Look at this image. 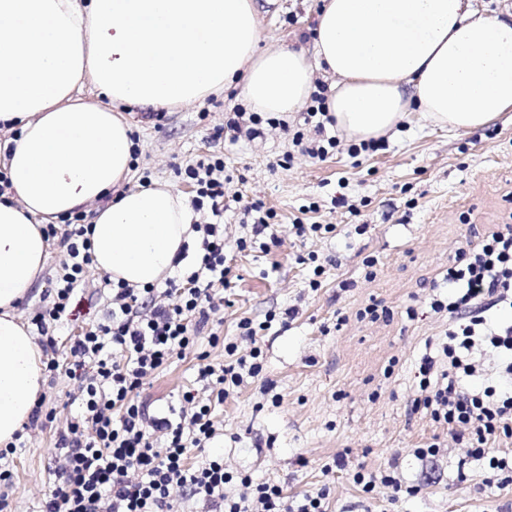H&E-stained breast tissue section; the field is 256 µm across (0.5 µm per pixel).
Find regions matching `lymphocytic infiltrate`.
Listing matches in <instances>:
<instances>
[{
	"instance_id": "lymphocytic-infiltrate-1",
	"label": "lymphocytic infiltrate",
	"mask_w": 512,
	"mask_h": 512,
	"mask_svg": "<svg viewBox=\"0 0 512 512\" xmlns=\"http://www.w3.org/2000/svg\"><path fill=\"white\" fill-rule=\"evenodd\" d=\"M305 124L326 145L295 143L324 157L335 138L327 137L333 118L323 92L312 95ZM185 173L195 195V208L210 206L213 216L224 213V160L199 159ZM83 211L68 218L65 234L47 225L48 236H61L66 256L54 280L52 300L36 312L33 323L47 332L51 323L72 314L84 275L93 265ZM200 253L196 265L180 279H166L164 303H155V286L112 287V310L106 322L73 339L70 373L78 382L81 406L56 440V481L41 503V512H184L187 501L203 504L207 512H326V491L288 496L276 483L256 482L233 474L224 457L213 454L193 463L192 449H205L219 434L213 416L231 390L262 370L259 350L238 352L237 342L224 345L225 362L199 367L198 378L216 387L214 399L200 402L194 393L179 406L152 414L136 400L144 378L173 359L195 349L218 311L219 289L229 287L224 264L223 225L199 224ZM447 292L435 294L430 308L447 313L450 327L435 354H424L415 373L417 395L412 407L424 411L451 431L465 447V462L480 463L489 478L512 481V452L496 448L500 438H512V323L488 318L495 307L512 308V224L478 246L460 251L445 276ZM500 357L496 384L477 388L470 377L479 374L487 354ZM348 471L364 492L377 487L415 495L418 485H403L396 464L379 472L348 470L344 455L324 464V472ZM243 493H231L232 484Z\"/></svg>"
}]
</instances>
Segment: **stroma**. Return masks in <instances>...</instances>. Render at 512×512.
I'll list each match as a JSON object with an SVG mask.
<instances>
[{"instance_id":"1","label":"stroma","mask_w":512,"mask_h":512,"mask_svg":"<svg viewBox=\"0 0 512 512\" xmlns=\"http://www.w3.org/2000/svg\"><path fill=\"white\" fill-rule=\"evenodd\" d=\"M318 0H267L261 7L263 45L286 42L312 51L309 28ZM239 89L203 102L165 110L163 118L137 108L123 112L137 137L140 154L128 185L167 183L185 195L193 188L182 174L201 155L224 158V255L231 286L214 316L220 337L238 342L240 353L261 350L263 370L246 378L215 408L222 436L211 443L224 465L253 480L280 484L287 494L330 490L328 512H512V485H485L477 463L457 476L459 446L441 459L434 480L417 495L378 488L366 494L347 473H323L340 452L350 465L377 472L397 463L405 478L420 471L413 449L443 436L424 413L412 412L416 364L427 342L448 331V316L429 308L432 286L441 282L456 253L479 244L499 225L512 224V117L461 132L428 123L421 115L403 121L387 136V149L359 151V139L337 133L338 144L319 159L295 146L291 133L302 130L300 113H289L287 128H267L264 138L236 143L213 136L226 113L244 107ZM263 202L279 226V246L264 253L239 251L248 208ZM332 224L334 233L297 236L292 226ZM52 238L47 264L19 307L24 320L48 301L52 280L64 256ZM376 261L366 277V258ZM322 286L311 289L315 266ZM104 276L89 270L77 294L78 312L57 324L53 358L42 394L55 419L25 436L9 455L14 512H38L54 481L56 436L76 412L69 396L74 382L64 352L82 332L109 311ZM377 306L379 319L359 318ZM294 307L288 322L274 321L256 343L240 340L238 324L263 321L268 311ZM417 318H409L408 308ZM223 361V346L200 340L196 351L173 360L145 379L139 394L150 411L201 391L198 355Z\"/></svg>"}]
</instances>
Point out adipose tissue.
Segmentation results:
<instances>
[{
    "label": "adipose tissue",
    "instance_id": "ef3b65f1",
    "mask_svg": "<svg viewBox=\"0 0 512 512\" xmlns=\"http://www.w3.org/2000/svg\"><path fill=\"white\" fill-rule=\"evenodd\" d=\"M314 56L259 51V0H0V444L28 421L43 353L18 305L58 224L96 205L93 265L133 287L161 282L198 234L170 185L123 189L133 165L123 106L176 108L240 88L255 111H297L314 74L335 76L341 131L387 135L408 114L470 131L512 112V13L474 0H321ZM91 82L90 101L76 89Z\"/></svg>",
    "mask_w": 512,
    "mask_h": 512
}]
</instances>
